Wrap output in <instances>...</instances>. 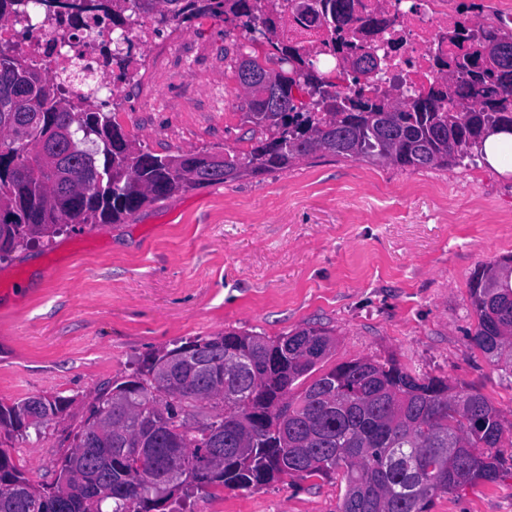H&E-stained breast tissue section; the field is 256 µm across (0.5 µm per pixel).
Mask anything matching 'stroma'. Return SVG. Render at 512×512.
I'll list each match as a JSON object with an SVG mask.
<instances>
[{"label":"stroma","mask_w":512,"mask_h":512,"mask_svg":"<svg viewBox=\"0 0 512 512\" xmlns=\"http://www.w3.org/2000/svg\"><path fill=\"white\" fill-rule=\"evenodd\" d=\"M245 32L177 23L112 104L123 133L159 154L248 149L246 93L228 65ZM512 257V173L477 163L413 170L314 155L287 171L142 208L122 224L57 237L0 262V402L73 401L44 438L0 435L48 482L96 391L139 359L197 336L274 338L316 325L329 364L395 360L479 391L512 425V374L469 340L478 265ZM339 479L285 476L196 493L188 512H337ZM429 512H512V477L435 498Z\"/></svg>","instance_id":"1"}]
</instances>
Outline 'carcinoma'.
<instances>
[{"label": "carcinoma", "instance_id": "1", "mask_svg": "<svg viewBox=\"0 0 512 512\" xmlns=\"http://www.w3.org/2000/svg\"><path fill=\"white\" fill-rule=\"evenodd\" d=\"M133 1L174 20L236 22L250 35L261 3L112 0L113 25L126 24ZM464 41L457 37L462 53L448 77L461 81V97L482 100L465 111L422 92L404 104L369 105L325 90L299 54L239 55L233 69L248 95L251 147L224 150L222 165L216 152L141 150L108 113L68 101L48 73L1 48L0 261L87 224H123L176 193L283 172L317 153L413 170L484 162L485 141L512 133V32ZM273 60L279 69L268 67ZM351 68L357 77L380 70L369 55ZM295 88L310 102L297 100ZM500 265L482 263L472 274L469 339L512 368V280L494 294L487 288ZM331 341L322 327L274 340L226 331L143 357L126 380L97 390L53 482H32L0 451V512H185L209 488L339 472L337 512H428L437 496L512 476L500 452L501 415L480 392L454 391L394 360L358 357L325 369ZM182 350L206 367L184 366L157 388L158 363ZM70 404L56 394L0 402V431L25 432L26 415L40 427ZM450 441L472 453L449 458ZM174 467L189 477L167 482Z\"/></svg>", "mask_w": 512, "mask_h": 512}]
</instances>
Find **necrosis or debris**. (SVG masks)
<instances>
[{
	"label": "necrosis or debris",
	"instance_id": "1",
	"mask_svg": "<svg viewBox=\"0 0 512 512\" xmlns=\"http://www.w3.org/2000/svg\"><path fill=\"white\" fill-rule=\"evenodd\" d=\"M299 3L278 0L274 11L258 16L273 20L279 47L333 60L327 71L333 91L362 102L402 103L416 91L452 95L448 64L459 52L453 31L463 26L475 37L483 35L481 23H462L456 0H349L336 30L322 16L300 15ZM111 39L112 0H57L55 8L43 9L40 24L12 19L0 26V45L9 44L33 65L49 67L76 100L112 102L119 82L137 64V56H130L116 78L97 83V76L113 67ZM361 54L383 57L385 67L354 83L342 63Z\"/></svg>",
	"mask_w": 512,
	"mask_h": 512
}]
</instances>
